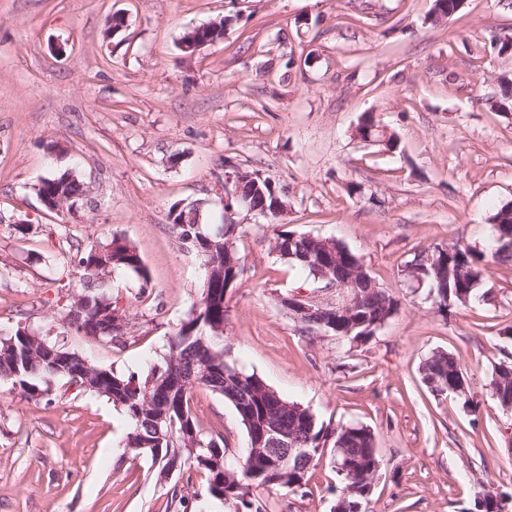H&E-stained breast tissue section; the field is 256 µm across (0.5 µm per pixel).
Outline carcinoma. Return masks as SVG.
Returning a JSON list of instances; mask_svg holds the SVG:
<instances>
[{"instance_id": "obj_1", "label": "carcinoma", "mask_w": 512, "mask_h": 512, "mask_svg": "<svg viewBox=\"0 0 512 512\" xmlns=\"http://www.w3.org/2000/svg\"><path fill=\"white\" fill-rule=\"evenodd\" d=\"M256 204L272 208L277 186L259 182L250 186ZM39 196H59L67 208H72L84 195L82 181L72 173L53 175L39 181ZM171 228L180 243L189 236L197 245L192 250L204 259V266L229 275L233 266L241 264L237 250L227 249L228 238L221 233L220 224H199L197 206L174 204L170 208ZM273 245L280 258L315 278L320 254L313 242L303 234L273 229ZM334 276L347 279L358 264V256L341 242ZM422 277L427 281L438 308L450 299L462 303L461 289H470L469 296L483 280L482 257L471 249L455 244L448 251L431 254ZM74 263L81 268L80 301L72 302L66 313L67 328L77 334L93 336L110 342L104 333L100 313L112 307V296L102 288V278L108 272L120 270L148 279L146 267L136 247L126 239L114 236L103 245L77 246ZM370 273L362 274L357 298L350 306L351 319L340 318L335 336L348 340L358 338L364 328L349 330L350 322L370 325L392 316L397 301L383 288L373 284ZM224 283L202 288L197 305L168 339L164 365L153 369L151 375L139 381L112 369L92 365L77 352L53 343L44 336L19 327L0 336V375L14 380L21 394L29 399L50 395L56 382L86 384L84 390L107 398L120 409L128 422L125 447L137 454L151 457L160 469L176 462L182 471L195 470L206 477V492L211 497L240 504L252 512L248 499L252 486L297 493L306 486L308 469L317 456V448L325 445L327 436L341 441V447L366 470L379 469L381 459L371 452L374 436L364 427L349 426L337 432H327L315 415L298 403L280 398L283 406L273 404L267 385L254 374L237 369L224 351ZM424 367L432 374L452 384L463 375L459 361L451 354L438 352L428 358ZM196 387H203L230 403L247 432V447L254 444L253 427L272 416L292 436L294 447L309 451L299 462H292L294 473L284 482L270 483L266 463L261 456L244 452L238 467L226 464L224 438L208 435L193 418L190 398ZM492 395L505 406L512 405V380L493 376ZM158 449L153 453L152 449Z\"/></svg>"}]
</instances>
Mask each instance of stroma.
Masks as SVG:
<instances>
[{
	"instance_id": "1",
	"label": "stroma",
	"mask_w": 512,
	"mask_h": 512,
	"mask_svg": "<svg viewBox=\"0 0 512 512\" xmlns=\"http://www.w3.org/2000/svg\"><path fill=\"white\" fill-rule=\"evenodd\" d=\"M432 6L0 0V330L28 327L145 379L202 292V262L176 239L171 206L217 197L225 166L261 172L284 196L286 230L347 245L399 309L362 343L308 333L279 299L315 284L251 219L236 240L244 272L224 298L230 360L328 429L372 431L382 464L368 512H471L483 490L512 512V410L490 389L512 364V265L488 264L476 297L445 314L406 272L456 243L488 253L492 217L512 204V112L494 107L512 79V56L495 46L512 34V0H465L436 23ZM116 14L125 25L111 34ZM227 16L222 42L181 50L188 29ZM369 113L396 150L356 138ZM71 168L82 200L47 210L35 185ZM115 236L148 278L111 275L127 326L105 343L63 323L81 276L69 245ZM438 351L462 364L466 398L424 384ZM191 408L235 464L247 433L234 408L203 388ZM127 431L102 397L60 382L29 400L0 378V512H171L169 484L125 448ZM335 460L333 446L320 451L306 495L254 486L250 499L265 512H333Z\"/></svg>"
}]
</instances>
